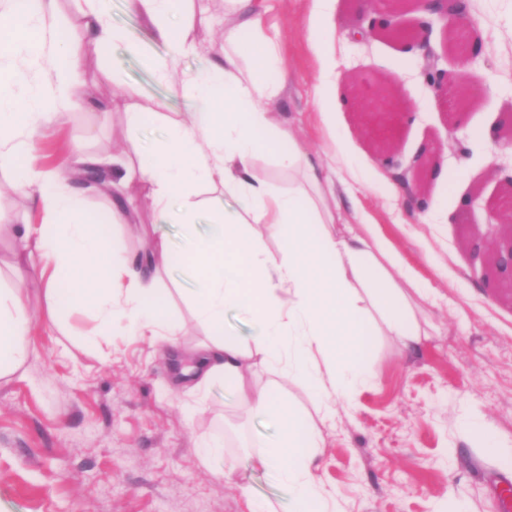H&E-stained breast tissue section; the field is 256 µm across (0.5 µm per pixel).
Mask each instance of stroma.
<instances>
[{
	"instance_id": "stroma-1",
	"label": "stroma",
	"mask_w": 512,
	"mask_h": 512,
	"mask_svg": "<svg viewBox=\"0 0 512 512\" xmlns=\"http://www.w3.org/2000/svg\"><path fill=\"white\" fill-rule=\"evenodd\" d=\"M114 25L124 29L138 52L120 44L103 54L84 41L79 28L67 35L84 60V82L93 97L111 102L109 117L91 109L69 124L43 130L32 162L66 170L76 144L108 155L127 132L123 89L141 104H163V119L150 120L140 135L145 144L161 138L165 118L187 111L183 97L154 77L148 58L165 54L126 0H110ZM312 0H284L266 16L278 31L288 82L275 109L301 121L303 139L333 149L343 180H356L363 213L347 212V223L370 216L404 265L442 295L439 305L421 304L432 325L417 349L407 351L391 336L373 332L363 360L373 384L359 388L352 407L338 413L335 428L324 429L317 450L318 476L336 500L337 512H512V473L484 456L479 437L460 424L463 410L477 411L512 448V295L489 286L466 239L485 228L488 209L512 176V142L495 147L476 130L500 128L512 113V0H471L479 22L471 37L480 54L462 62L441 21H434L428 45L447 70L449 84L465 81L472 97L462 121L450 126L447 105L425 81V58L393 38L344 41L358 16L351 0H334L327 36L340 62L331 96L342 108L328 127L316 103L318 61L308 35ZM224 0H184L181 15L193 37L221 51L222 32L211 27ZM401 86L405 110L390 123H363L361 105L349 90L350 78L375 92L377 77ZM494 90H487V83ZM448 169L444 180L428 178L427 223H419L410 203L413 183L400 197L366 182L369 167L387 162L390 177L412 171L423 155ZM480 192L482 201L463 207ZM132 182L128 198L139 226H117L114 239L130 250L142 235L179 240L181 228L159 220ZM171 293L170 322L184 323L183 343L203 332L191 322L180 294L192 279L182 267L165 277ZM26 341L30 355L21 368L0 380V512H246L238 486L246 484L271 498L277 512L288 502L273 474L252 470L250 454L273 436L274 425L252 415L225 388L209 393H169L180 365L171 363L162 341L113 335L88 348L76 334L92 329L85 312L66 318V331L48 319V303L37 269L27 276ZM218 439L226 458L237 463L235 484H227L198 451L200 441Z\"/></svg>"
}]
</instances>
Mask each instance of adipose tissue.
Masks as SVG:
<instances>
[{
  "label": "adipose tissue",
  "instance_id": "1",
  "mask_svg": "<svg viewBox=\"0 0 512 512\" xmlns=\"http://www.w3.org/2000/svg\"><path fill=\"white\" fill-rule=\"evenodd\" d=\"M60 0H0V172L41 213L38 224H13L17 244L5 265L14 280L0 287V377L28 356L24 338L30 317L25 275L40 265L49 312L89 310L98 330L122 324L130 336H160L172 353H187L182 385L201 391L219 384L276 426L251 458L254 469L274 473L288 496L289 512H336L332 494L316 478L322 424L334 421L336 404L371 382L362 353L372 328L414 349L425 334L413 297L434 301L435 289L413 284L399 255L376 225L344 224L342 204L357 206L351 186H337L336 171L321 150L302 144L282 124L273 105L287 81L277 34L264 19L270 0H224V53L202 56L188 29L173 23L182 0H129L144 13L167 56L153 60L160 81H171L178 59L203 58L184 74L178 90L190 104L185 117L140 163L137 136L148 114L126 106L127 138L116 155L80 156L70 173L32 165L33 141L48 124L62 125L73 112L109 103L84 91V58L61 31ZM84 37L99 51L125 41L111 21L106 0H71ZM332 0H312L309 42L320 63V81L336 72L322 32L330 28ZM274 157L294 185L276 190L257 162ZM101 167L108 201L103 216L89 213L78 188L86 168ZM145 188L148 206L183 228L173 246L163 236L146 240L122 259L114 257L112 227L134 223L125 189ZM221 195L205 229L195 223L199 186ZM278 239L269 251L265 238ZM189 270L186 301L204 339L185 345L164 310L163 274L173 265ZM235 314L251 327L247 339L226 323ZM307 383L315 392L318 419L283 396L277 384L255 385L254 366Z\"/></svg>",
  "mask_w": 512,
  "mask_h": 512
}]
</instances>
